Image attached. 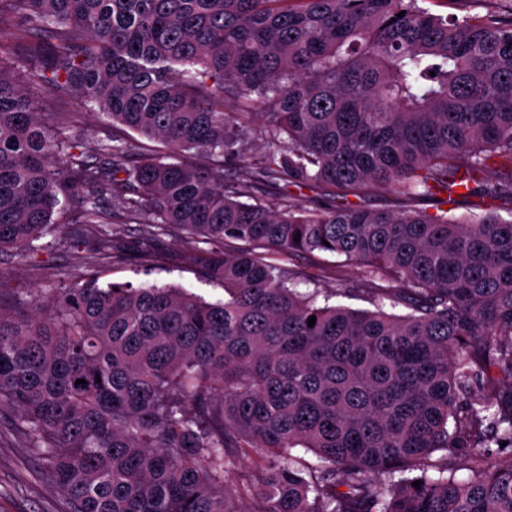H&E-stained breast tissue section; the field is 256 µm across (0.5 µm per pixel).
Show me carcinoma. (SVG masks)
I'll return each instance as SVG.
<instances>
[{"label":"carcinoma","instance_id":"carcinoma-1","mask_svg":"<svg viewBox=\"0 0 512 512\" xmlns=\"http://www.w3.org/2000/svg\"><path fill=\"white\" fill-rule=\"evenodd\" d=\"M5 13L0 250L35 254L62 195L89 270L14 291L21 317L0 309V412L64 512H512V464L486 454L512 447V218L243 201L286 174L512 214V21L419 0H0ZM35 89L82 95L127 137L89 155L81 116L45 121ZM255 135L264 155L224 181L221 157ZM137 136L183 160L130 163ZM114 198L149 265L173 226L207 240L197 274L224 299L100 283L123 260ZM228 240L343 256L363 271L340 293L374 309L321 303ZM243 458L245 497L225 485Z\"/></svg>","mask_w":512,"mask_h":512}]
</instances>
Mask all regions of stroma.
<instances>
[{"label": "stroma", "instance_id": "obj_1", "mask_svg": "<svg viewBox=\"0 0 512 512\" xmlns=\"http://www.w3.org/2000/svg\"><path fill=\"white\" fill-rule=\"evenodd\" d=\"M421 5L429 12L442 16L461 18L492 14L505 22L512 20V0H421ZM36 108L41 112L67 110L81 113L86 148L91 152L109 132L103 121L87 114L83 99L76 94L63 102L53 96L37 94ZM251 200L262 205L278 206L286 202L312 209L356 204L370 209L391 212L417 210L431 215L442 213L448 207L456 216L477 211L480 204L479 198L474 196L459 197L447 205L439 195L406 197L370 187L355 196L345 195L319 185H300L285 176L253 188ZM111 208L113 223L125 227L126 251L124 261L105 273V281L129 282L136 286L171 284L210 301L223 298L222 287L199 280L182 232L173 230L159 238L155 248L163 255L164 263L158 268H147L140 259L138 224L129 222L120 201H113ZM66 210V205L58 206L53 215L55 230L40 240V249L34 256L21 258L8 250L0 252V298L9 299L16 288L32 292L74 282L84 276L86 267L80 254L68 246L72 226L66 220ZM260 254L266 261L296 271L299 275L298 287L304 292L333 288L340 283L349 284L360 276L358 267L333 255L298 253L285 256L265 248L261 249ZM8 422V415L0 416V512H61L62 494L40 477L31 450L10 435Z\"/></svg>", "mask_w": 512, "mask_h": 512}]
</instances>
